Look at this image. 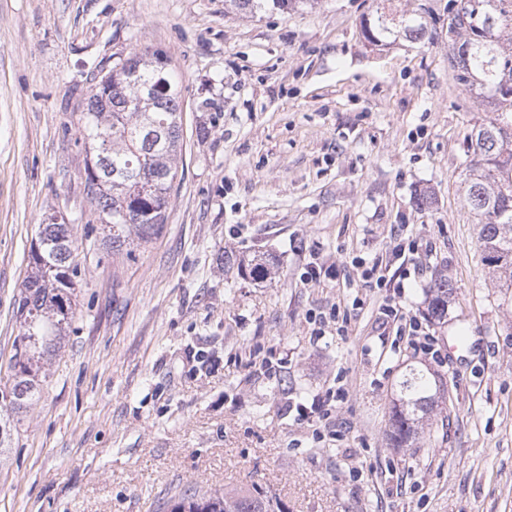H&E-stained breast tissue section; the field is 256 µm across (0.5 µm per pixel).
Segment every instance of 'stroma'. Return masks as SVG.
I'll list each match as a JSON object with an SVG mask.
<instances>
[{"mask_svg": "<svg viewBox=\"0 0 512 512\" xmlns=\"http://www.w3.org/2000/svg\"><path fill=\"white\" fill-rule=\"evenodd\" d=\"M381 7L448 17V0L257 15L229 0H0V361L38 225L81 244L72 329L0 468V512H155L191 483L259 486L288 512H512V299L484 273L461 189L467 136L495 114L453 78L447 29L366 41ZM136 49L178 78L183 150L163 232L126 255L102 243L76 123L91 74ZM401 232L420 246L402 304L439 362L381 331L361 277ZM227 252L275 273L241 276ZM310 263L330 271L314 286ZM441 268L455 286L443 323L424 304ZM334 307L345 332L313 336L310 316ZM412 366L443 397L423 439L396 448L391 401ZM340 389L330 425L287 409Z\"/></svg>", "mask_w": 512, "mask_h": 512, "instance_id": "1", "label": "stroma"}]
</instances>
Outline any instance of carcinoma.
<instances>
[{"label": "carcinoma", "instance_id": "cac0c4a2", "mask_svg": "<svg viewBox=\"0 0 512 512\" xmlns=\"http://www.w3.org/2000/svg\"><path fill=\"white\" fill-rule=\"evenodd\" d=\"M249 14L296 12L314 0H233ZM448 68L455 80L498 112L467 137L472 156L463 193L478 216V240L488 274L499 288H512V0H448ZM363 34L373 45L401 37H433L418 13L394 18L378 11ZM158 52H131L94 78L86 111L77 120L86 153L84 189L99 222L108 229L104 243L126 251L160 235L167 220L169 191L183 147L180 90ZM79 249L67 224H40L28 252L30 272L15 300L19 334L0 376V463L13 448L19 417L39 398L40 363L62 348L75 313ZM453 285L437 273L428 290V311L447 316ZM439 388L414 368L402 376L392 400L390 441L411 446L418 425L430 417ZM158 512H285L281 500L259 487L248 491L187 485L175 490Z\"/></svg>", "mask_w": 512, "mask_h": 512}]
</instances>
